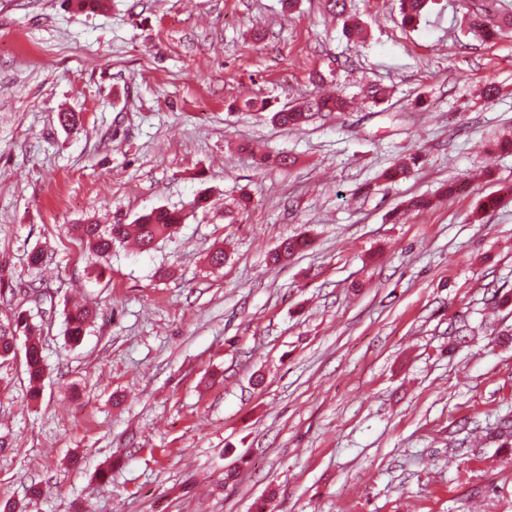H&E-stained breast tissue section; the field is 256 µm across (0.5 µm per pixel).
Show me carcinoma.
I'll list each match as a JSON object with an SVG mask.
<instances>
[{
    "mask_svg": "<svg viewBox=\"0 0 512 512\" xmlns=\"http://www.w3.org/2000/svg\"><path fill=\"white\" fill-rule=\"evenodd\" d=\"M428 0H399V11L404 23L413 25L420 20L427 7ZM328 10L343 17V34L350 38L361 31L360 23L347 13L346 0H326ZM468 27L483 34L488 39L500 35H512V15L490 16L488 14H466ZM349 102L341 94L331 97L314 96L298 106L271 113L270 121L284 128L300 127L308 123L318 112H344ZM182 221L178 210L164 207L154 208L140 215L132 224H79L76 231L88 245L89 250L98 258L112 254L116 244L133 237L141 249L147 251L155 248L156 243L176 229ZM308 240L304 238H286L271 253V261L279 264L294 254L306 249ZM94 319L92 309L75 306L66 314V336L77 344L82 341L87 329ZM39 325L33 323V316L28 310L15 311L5 321L0 320V358H6L15 352L18 334L26 337L25 365L31 394L38 397L41 382L46 374L45 359L36 334Z\"/></svg>",
    "mask_w": 512,
    "mask_h": 512,
    "instance_id": "cac0c4a2",
    "label": "carcinoma"
}]
</instances>
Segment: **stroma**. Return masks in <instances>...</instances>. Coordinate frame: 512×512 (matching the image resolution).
<instances>
[{"label": "stroma", "instance_id": "obj_1", "mask_svg": "<svg viewBox=\"0 0 512 512\" xmlns=\"http://www.w3.org/2000/svg\"><path fill=\"white\" fill-rule=\"evenodd\" d=\"M348 10L356 42L324 0H0V317L36 309L48 366L33 401L0 360V501L512 512V446L491 437L512 418V301L491 307L512 298V37L464 21L512 0H431L412 26L398 0ZM315 72L353 108L298 130L246 108L314 95ZM158 207L184 220L147 253L99 259L72 231ZM75 299L98 312L77 345Z\"/></svg>", "mask_w": 512, "mask_h": 512}]
</instances>
